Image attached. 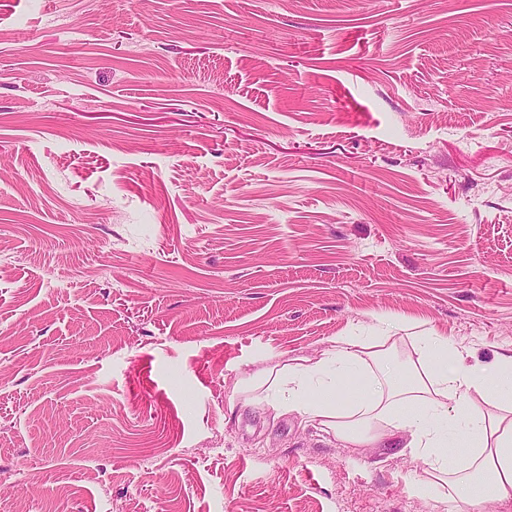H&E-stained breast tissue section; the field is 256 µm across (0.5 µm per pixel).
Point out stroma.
<instances>
[{"mask_svg": "<svg viewBox=\"0 0 512 512\" xmlns=\"http://www.w3.org/2000/svg\"><path fill=\"white\" fill-rule=\"evenodd\" d=\"M0 245V512H432L234 384L512 351V0H0Z\"/></svg>", "mask_w": 512, "mask_h": 512, "instance_id": "35a3bbf8", "label": "stroma"}]
</instances>
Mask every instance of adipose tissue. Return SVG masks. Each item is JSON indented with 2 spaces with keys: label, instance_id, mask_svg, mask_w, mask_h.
Wrapping results in <instances>:
<instances>
[{
  "label": "adipose tissue",
  "instance_id": "obj_1",
  "mask_svg": "<svg viewBox=\"0 0 512 512\" xmlns=\"http://www.w3.org/2000/svg\"><path fill=\"white\" fill-rule=\"evenodd\" d=\"M447 337L378 318L371 335L337 337L317 361L285 365L237 390L333 432L351 448L388 438L449 480L436 512H484L512 498V351L491 367L468 363Z\"/></svg>",
  "mask_w": 512,
  "mask_h": 512
}]
</instances>
